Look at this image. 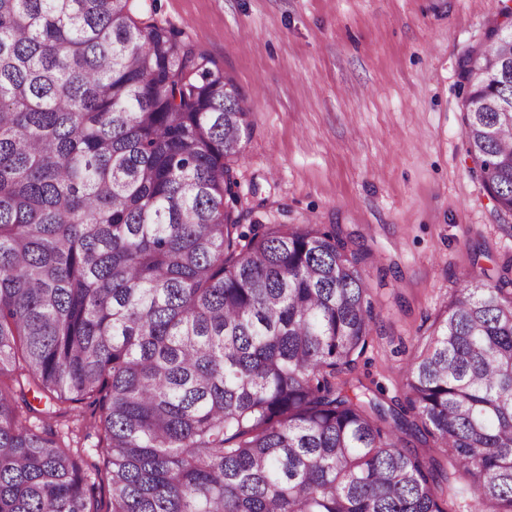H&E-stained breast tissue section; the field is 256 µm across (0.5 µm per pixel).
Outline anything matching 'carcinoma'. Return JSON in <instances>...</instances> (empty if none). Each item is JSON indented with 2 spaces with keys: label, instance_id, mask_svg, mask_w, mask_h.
<instances>
[{
  "label": "carcinoma",
  "instance_id": "1",
  "mask_svg": "<svg viewBox=\"0 0 512 512\" xmlns=\"http://www.w3.org/2000/svg\"><path fill=\"white\" fill-rule=\"evenodd\" d=\"M138 12L0 0V512H99L92 475L106 512H450L415 441L455 460L473 512H512V259L461 279L384 405L357 373L368 253L242 224L251 112ZM461 78L467 152L512 211V36Z\"/></svg>",
  "mask_w": 512,
  "mask_h": 512
}]
</instances>
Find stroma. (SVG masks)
I'll return each instance as SVG.
<instances>
[{
    "label": "stroma",
    "mask_w": 512,
    "mask_h": 512,
    "mask_svg": "<svg viewBox=\"0 0 512 512\" xmlns=\"http://www.w3.org/2000/svg\"><path fill=\"white\" fill-rule=\"evenodd\" d=\"M505 2L142 0L245 98L247 222L336 225L368 251L376 323L361 371L390 397L461 277L494 280L512 258V212L466 152L459 76Z\"/></svg>",
    "instance_id": "stroma-1"
}]
</instances>
